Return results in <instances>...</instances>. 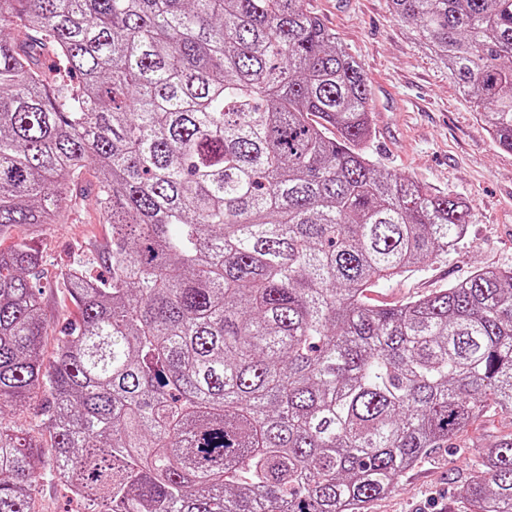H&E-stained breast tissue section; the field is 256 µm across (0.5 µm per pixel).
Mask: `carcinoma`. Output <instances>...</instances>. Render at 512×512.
<instances>
[{
	"instance_id": "cac0c4a2",
	"label": "carcinoma",
	"mask_w": 512,
	"mask_h": 512,
	"mask_svg": "<svg viewBox=\"0 0 512 512\" xmlns=\"http://www.w3.org/2000/svg\"><path fill=\"white\" fill-rule=\"evenodd\" d=\"M512 151V0H391ZM363 67L305 0H0V239L64 220L91 167L110 277L0 247V512H365L431 448L512 414V268L365 292L466 237L465 200L367 151ZM338 137L326 136L328 128ZM469 512H512V434ZM39 397L34 398L28 402L17 404L4 403L2 404V416L6 422H12L18 428L39 429ZM34 494V510L37 512H64L69 508L68 495L55 481L39 482Z\"/></svg>"
}]
</instances>
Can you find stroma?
<instances>
[{
    "instance_id": "35a3bbf8",
    "label": "stroma",
    "mask_w": 512,
    "mask_h": 512,
    "mask_svg": "<svg viewBox=\"0 0 512 512\" xmlns=\"http://www.w3.org/2000/svg\"><path fill=\"white\" fill-rule=\"evenodd\" d=\"M364 68L371 83L374 135L368 144L383 168L411 176L428 188L465 198L476 215L464 241L441 261L412 269L369 289L366 301L392 307L446 288L484 267H512V152L500 149L485 130L462 89L393 12L390 0H307ZM91 173L64 204L67 223L39 233L18 225L10 239L31 237L43 255L46 288L42 306L53 327L76 309L64 279L66 268L83 262L102 274L96 259L111 227L100 217ZM512 433V415L493 413L470 426L457 447L434 448L403 473L395 489L370 502L367 512H466L457 488L469 462Z\"/></svg>"
}]
</instances>
